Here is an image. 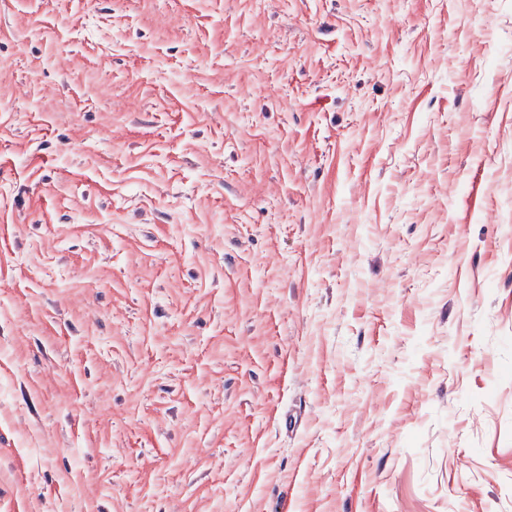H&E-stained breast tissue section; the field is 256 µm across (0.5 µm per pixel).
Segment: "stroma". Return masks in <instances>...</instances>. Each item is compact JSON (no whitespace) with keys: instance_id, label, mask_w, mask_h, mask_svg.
<instances>
[{"instance_id":"35a3bbf8","label":"stroma","mask_w":512,"mask_h":512,"mask_svg":"<svg viewBox=\"0 0 512 512\" xmlns=\"http://www.w3.org/2000/svg\"><path fill=\"white\" fill-rule=\"evenodd\" d=\"M0 512H512V0H0Z\"/></svg>"}]
</instances>
